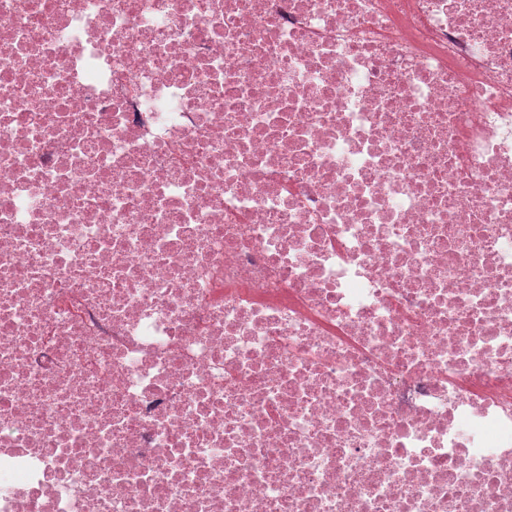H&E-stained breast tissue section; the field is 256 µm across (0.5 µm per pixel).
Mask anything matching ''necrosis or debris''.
<instances>
[{"label": "necrosis or debris", "instance_id": "obj_1", "mask_svg": "<svg viewBox=\"0 0 512 512\" xmlns=\"http://www.w3.org/2000/svg\"><path fill=\"white\" fill-rule=\"evenodd\" d=\"M0 512H512V0H0Z\"/></svg>", "mask_w": 512, "mask_h": 512}]
</instances>
